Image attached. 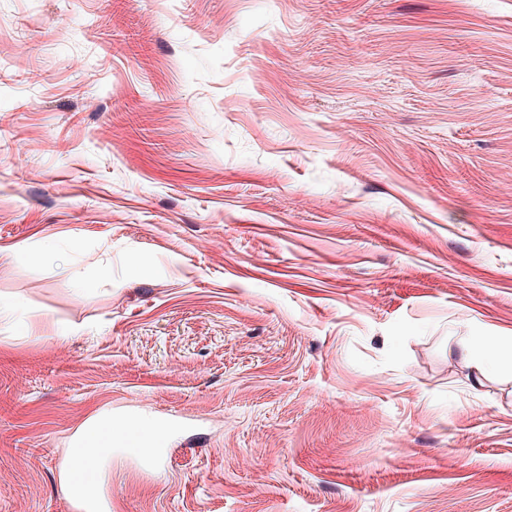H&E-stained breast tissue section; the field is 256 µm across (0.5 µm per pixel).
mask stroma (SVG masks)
<instances>
[{
  "instance_id": "1",
  "label": "stroma",
  "mask_w": 512,
  "mask_h": 512,
  "mask_svg": "<svg viewBox=\"0 0 512 512\" xmlns=\"http://www.w3.org/2000/svg\"><path fill=\"white\" fill-rule=\"evenodd\" d=\"M17 247L0 512H512V0H0ZM449 355H458L464 360H474L482 368L510 364L512 368V340H489L484 336H475L458 349L448 350ZM99 430L100 439L102 440L101 446L96 448L98 457L103 463V467L107 464L112 465V455L114 454H127L138 456L146 461H156L160 458L163 448H134L132 446H122L120 448H112L110 437L112 435V418L105 413H98L91 416L84 424L80 438L83 436L95 435L96 430ZM108 430V437L103 439L101 433L103 430ZM134 448V449H128ZM90 448H94V446L87 443H81L74 449L76 456L82 457L85 463L90 464L89 469L81 472V474L76 477V481L82 489H86L94 485L93 473L98 466L97 456L92 453Z\"/></svg>"
}]
</instances>
